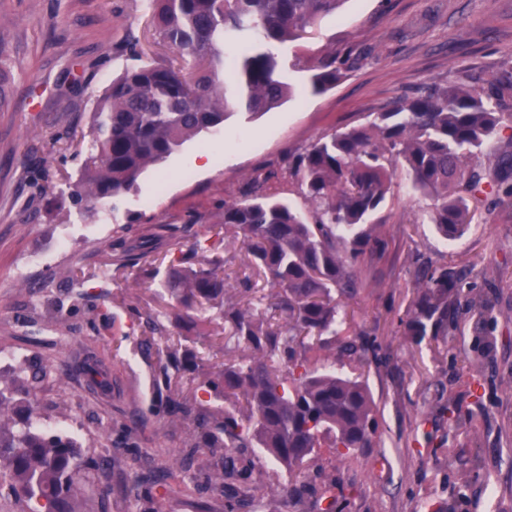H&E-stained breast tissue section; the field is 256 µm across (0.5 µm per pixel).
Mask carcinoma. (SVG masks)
<instances>
[{"instance_id": "obj_1", "label": "carcinoma", "mask_w": 512, "mask_h": 512, "mask_svg": "<svg viewBox=\"0 0 512 512\" xmlns=\"http://www.w3.org/2000/svg\"><path fill=\"white\" fill-rule=\"evenodd\" d=\"M341 0H150L158 38L181 64L131 66L106 89L93 118V152L71 198L95 203L130 190L144 170L170 157L185 142L217 130L238 112L259 115L293 94L280 79L276 49L301 38L306 28L336 10ZM313 92L346 76L349 58L334 54L312 66ZM512 125V65L479 86L466 81L435 85L398 99L367 124L325 136L288 155V176L314 208L311 217L267 194L270 172L250 181L243 199L224 204V237L240 243L251 265L276 291L270 307L281 322L270 324L246 298L250 279L230 285L224 256L202 244L212 226L172 224L146 229L131 240L112 241L107 264L134 267L145 249L167 236L186 240L163 286L176 303L174 324L198 335L200 307L222 312L224 369L200 375L191 349L155 348L166 332L148 316L140 341L155 350L182 419L195 424L189 456L207 448L216 461L208 480L224 490V512L254 509L272 494L287 512H341L336 485L311 477L323 454L345 458L377 443L376 403L363 374H344L336 364L369 363L373 339L364 329L340 334L336 297L363 287L359 267L389 257L391 239L368 223L391 193L395 164L413 190L433 198L430 220L446 237L461 236L476 207L489 196L512 195V139L495 162L480 160L483 146L504 123ZM493 293L465 287L446 266L423 265L401 318L402 335L418 344L448 336V323L472 313L477 352L494 344ZM202 379H197V376ZM89 383L105 388L108 373L96 360L85 366ZM46 377L28 360L0 377V480L9 482L22 512H85V444L64 430L40 423L36 403L16 394ZM221 401L212 412L199 394ZM258 448L274 464L256 468Z\"/></svg>"}]
</instances>
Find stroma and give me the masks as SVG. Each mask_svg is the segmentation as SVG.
Returning <instances> with one entry per match:
<instances>
[{
  "instance_id": "35a3bbf8",
  "label": "stroma",
  "mask_w": 512,
  "mask_h": 512,
  "mask_svg": "<svg viewBox=\"0 0 512 512\" xmlns=\"http://www.w3.org/2000/svg\"><path fill=\"white\" fill-rule=\"evenodd\" d=\"M148 0H0V57L10 104L0 109V373L12 356L45 365L37 389L43 422L78 430L108 512H224L223 492L206 474L208 449L183 463L191 430L168 416L169 393L155 386L152 361L138 347L135 311L161 316L171 297L137 269L106 271L117 229L211 224L248 180L278 171L272 192L310 210L282 171L285 152L374 119L404 96L468 77L479 85L512 61V0H344L302 39L279 50L282 74L298 93L258 116L238 114L223 129L187 142L149 166L134 188L88 212L70 188L92 149V112L112 80L135 61H175L153 34ZM138 39L139 58L122 51ZM352 46L356 61L336 88L313 93L308 65ZM212 151L209 168L192 164ZM430 197L413 192L404 172L375 217L394 256L366 275L357 295L340 301L346 321L375 334L386 367L364 368L378 407L377 447L348 460L325 456L323 478L347 498L345 512H417L429 500L457 512H512V201L488 197L458 240L428 220ZM229 281L251 278L257 309L272 318L270 286L227 244ZM461 270L466 283L496 295V346L471 394L472 336L467 322L435 344L413 345L398 319L415 292L418 260ZM48 282L47 291L38 283ZM107 314L89 326L88 311ZM101 360L110 390L90 387L83 361ZM455 399L474 426L451 428L436 409Z\"/></svg>"
}]
</instances>
